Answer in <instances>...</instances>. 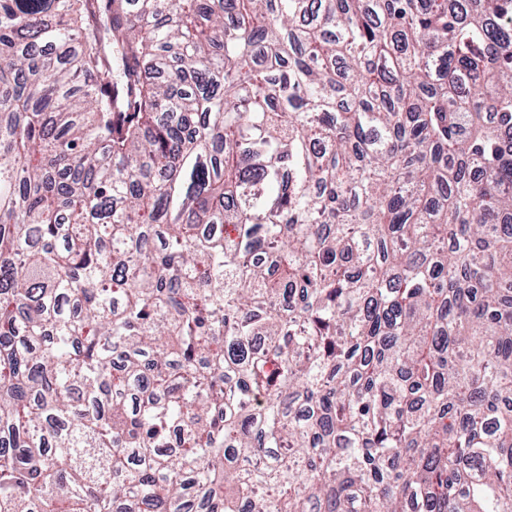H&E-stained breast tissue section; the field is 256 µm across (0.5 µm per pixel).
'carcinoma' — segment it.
I'll return each mask as SVG.
<instances>
[{"instance_id": "cac0c4a2", "label": "carcinoma", "mask_w": 512, "mask_h": 512, "mask_svg": "<svg viewBox=\"0 0 512 512\" xmlns=\"http://www.w3.org/2000/svg\"><path fill=\"white\" fill-rule=\"evenodd\" d=\"M512 0H0V512H512Z\"/></svg>"}]
</instances>
